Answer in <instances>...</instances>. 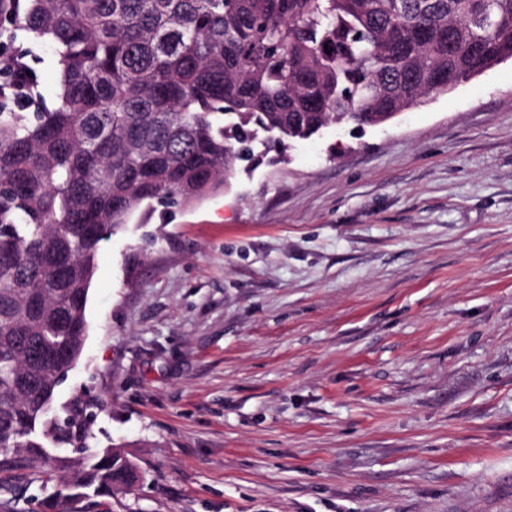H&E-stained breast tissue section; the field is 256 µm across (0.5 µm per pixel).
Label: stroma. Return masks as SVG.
<instances>
[{"mask_svg": "<svg viewBox=\"0 0 512 512\" xmlns=\"http://www.w3.org/2000/svg\"><path fill=\"white\" fill-rule=\"evenodd\" d=\"M103 242L80 512H512V61Z\"/></svg>", "mask_w": 512, "mask_h": 512, "instance_id": "stroma-1", "label": "stroma"}]
</instances>
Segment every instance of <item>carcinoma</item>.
<instances>
[{"label": "carcinoma", "instance_id": "carcinoma-1", "mask_svg": "<svg viewBox=\"0 0 512 512\" xmlns=\"http://www.w3.org/2000/svg\"><path fill=\"white\" fill-rule=\"evenodd\" d=\"M0 59V512L36 482L40 512H77L141 478L90 404L54 406L102 232L223 189L261 131L282 160L512 59V0H0Z\"/></svg>", "mask_w": 512, "mask_h": 512}]
</instances>
